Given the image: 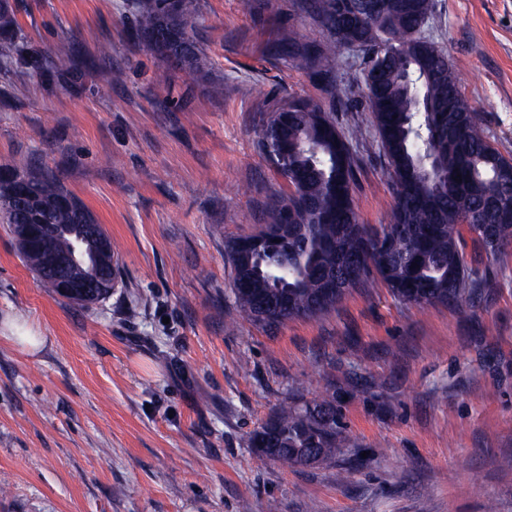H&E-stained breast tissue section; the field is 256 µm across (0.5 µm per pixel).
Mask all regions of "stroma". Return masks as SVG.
I'll list each match as a JSON object with an SVG mask.
<instances>
[{"mask_svg": "<svg viewBox=\"0 0 512 512\" xmlns=\"http://www.w3.org/2000/svg\"><path fill=\"white\" fill-rule=\"evenodd\" d=\"M10 2L24 56L0 57V165L28 159L85 204L119 284L89 307L47 293L0 224V512H512V255L464 233L486 282L472 307H420L376 281L274 329L232 313L225 244L288 191L255 137L276 102L326 111L361 223L392 217L363 50L337 47L332 95L282 41L329 39L301 0H198L202 76L134 42L136 0ZM435 2L429 35L512 156V0ZM12 320L44 346L7 340ZM318 397L349 439L335 463L259 460L253 431Z\"/></svg>", "mask_w": 512, "mask_h": 512, "instance_id": "1", "label": "stroma"}]
</instances>
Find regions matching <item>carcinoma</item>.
<instances>
[{
	"mask_svg": "<svg viewBox=\"0 0 512 512\" xmlns=\"http://www.w3.org/2000/svg\"><path fill=\"white\" fill-rule=\"evenodd\" d=\"M370 0H302L303 8L329 33L326 43L301 44L288 30V56L317 83L330 84L336 46L356 40L368 46L363 79L373 123L396 191L393 220L379 227L359 223L353 206L356 170L348 144L332 119L302 99H288L272 111L256 132L259 146L276 142L269 154L290 193L273 196L271 223L229 240L225 254L231 266L235 309L261 327H277L295 318L330 313L349 292L323 294L320 270L341 268L355 258L362 275L357 286L379 281L398 299L418 296L428 304L467 305L482 280L462 246L459 221L470 212L478 224L495 227L498 245L479 237L497 260L512 244V214L497 202L512 203V159L478 130L476 109L462 93L449 68L448 51L425 36L436 22L435 0H414L412 11L369 7ZM197 0H143L135 31L144 35L175 32L185 43L172 57L166 38L148 47L157 56L192 70L201 57L188 35ZM19 28L10 0H0V57L17 51ZM418 82L411 94L405 78ZM453 105H448V87ZM38 220L73 227L93 221L87 208L49 176L25 163L0 166V222L13 228ZM285 223L297 233L273 254L259 255L270 232ZM41 285L58 293L56 279L43 270L36 250L20 252ZM258 456L283 466L304 464L316 452L318 464H330L346 447L336 430L335 415L317 402L285 404L250 438Z\"/></svg>",
	"mask_w": 512,
	"mask_h": 512,
	"instance_id": "cac0c4a2",
	"label": "carcinoma"
}]
</instances>
